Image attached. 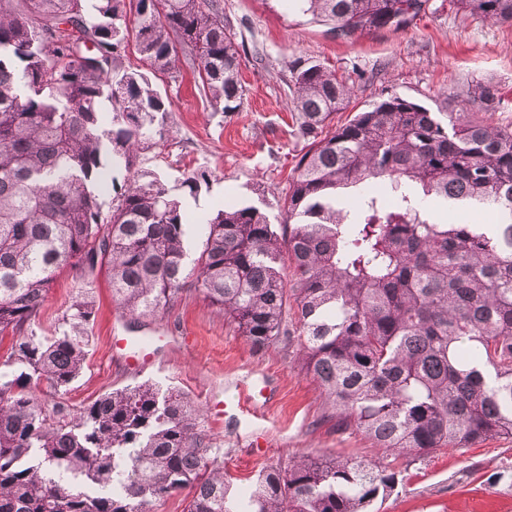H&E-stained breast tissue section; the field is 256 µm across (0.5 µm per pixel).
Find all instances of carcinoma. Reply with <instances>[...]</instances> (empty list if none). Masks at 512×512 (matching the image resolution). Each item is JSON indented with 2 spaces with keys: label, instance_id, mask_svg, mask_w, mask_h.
Instances as JSON below:
<instances>
[{
  "label": "carcinoma",
  "instance_id": "carcinoma-1",
  "mask_svg": "<svg viewBox=\"0 0 512 512\" xmlns=\"http://www.w3.org/2000/svg\"><path fill=\"white\" fill-rule=\"evenodd\" d=\"M338 38L401 28L428 0H301ZM457 13L512 26V0H448ZM0 0V512H151L191 489L185 512H369L397 473L357 457L296 454L239 496L203 413L144 383L72 413L45 407L84 368L94 301L75 298L61 327L33 324L58 272L106 268L120 316L138 323L186 287L255 350L295 348L324 396V418L399 456L512 439V129L496 90L477 84L446 112L391 95L331 126L357 87L321 63L288 64L295 134L307 142L284 196L285 222L261 208L191 220L139 154L169 135L170 102L125 64L127 37L157 73L198 67L216 112L243 96L223 0ZM112 105L110 122L100 111ZM111 206L100 187L108 166ZM486 207L494 224L438 223L425 208ZM292 268L284 277V262Z\"/></svg>",
  "mask_w": 512,
  "mask_h": 512
}]
</instances>
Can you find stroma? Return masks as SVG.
<instances>
[{"instance_id":"35a3bbf8","label":"stroma","mask_w":512,"mask_h":512,"mask_svg":"<svg viewBox=\"0 0 512 512\" xmlns=\"http://www.w3.org/2000/svg\"><path fill=\"white\" fill-rule=\"evenodd\" d=\"M431 5V12L403 29L345 40L303 13L298 0H224V21L239 46V109L228 115L213 111L190 64L179 63L176 75L153 77L171 103V133L164 146L142 152L139 167L155 171L171 187L184 172L208 170V187L183 199L192 220L208 218L227 203H247L279 223L304 147L293 132L288 89V64L297 58L318 61L358 86L348 111L336 117L340 123L390 95L442 112L446 95H466L481 82L499 90L496 121L512 125V27L450 11L446 0ZM83 286L74 272L61 271L36 330H52ZM91 286L96 318L86 368L65 394L40 383L37 393L46 407L72 412L112 390L157 382L203 411L205 430L224 450L232 493L248 487L263 467L309 450L393 463L398 481L373 512H512V482L493 479L512 472V441L488 439L389 461L368 439L337 433L324 420L323 398L294 353L278 346L254 351L193 291L159 317L143 320L137 335L163 336L170 344L159 349L152 366L131 368L109 349L112 334L125 336L129 329L115 309L106 272L95 271ZM252 383L267 387L266 398L257 401L258 419L249 423L225 415L224 402Z\"/></svg>"}]
</instances>
